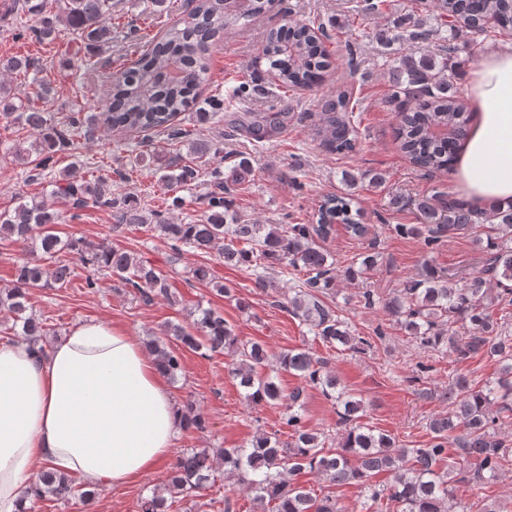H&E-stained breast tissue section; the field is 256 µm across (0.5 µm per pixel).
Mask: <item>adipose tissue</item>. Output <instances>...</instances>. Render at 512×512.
I'll return each mask as SVG.
<instances>
[{"mask_svg": "<svg viewBox=\"0 0 512 512\" xmlns=\"http://www.w3.org/2000/svg\"><path fill=\"white\" fill-rule=\"evenodd\" d=\"M470 134L454 190L472 209L512 206V49L486 50L468 72ZM184 427L157 359L138 337L78 323L42 358L0 343V512H24L41 471L122 488L165 461Z\"/></svg>", "mask_w": 512, "mask_h": 512, "instance_id": "ef3b65f1", "label": "adipose tissue"}]
</instances>
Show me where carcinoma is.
Segmentation results:
<instances>
[{
  "instance_id": "obj_1",
  "label": "carcinoma",
  "mask_w": 512,
  "mask_h": 512,
  "mask_svg": "<svg viewBox=\"0 0 512 512\" xmlns=\"http://www.w3.org/2000/svg\"><path fill=\"white\" fill-rule=\"evenodd\" d=\"M14 2L22 3L39 17L37 25L20 33L22 37L51 41L63 18L88 48L110 40L112 0ZM421 4V14L412 18L411 27L396 33L381 30L377 38L384 44L394 40L426 44L418 58H386L392 93L384 104L395 114L399 151L425 174L435 176L453 171L460 144L469 136L470 114L448 74L453 41L463 34L475 52L481 45L480 37L496 31L512 33V0H421ZM274 7L275 0H195V6L169 26L160 39L147 42V49L134 66L112 74L111 90L100 100L97 111L78 109L62 123L55 122L35 101H24L0 84V118L35 132L29 146L18 142L6 152L17 161L36 154L29 179L38 180L53 171L56 154L69 148L74 134L91 136L101 125L135 132L162 128L172 140L187 137V131L174 125V120L202 104L196 88L206 80L216 41L224 32L242 27ZM429 19L435 20L437 27H426ZM330 40L332 35L323 26L288 19L286 27L270 30L259 54L276 72L279 87L311 89L321 85L330 66L326 45ZM0 70L31 77L39 86L40 99L52 92L50 84L38 77L41 67L33 58L0 60ZM353 112L355 102L348 89L321 99L316 134L339 155L354 151L358 142ZM290 121L288 113L281 111L242 112L234 119V128L262 140L287 129ZM188 149L196 159L224 160L223 149L209 140H192ZM148 162L157 165L159 181L171 192L167 207L182 208L185 192L197 181L196 168L166 161L153 152L148 154ZM211 182L214 190L207 197L205 213L188 224H174L158 210L147 214L130 196H112L104 189L101 177L93 183H80L73 167L53 177L52 194L68 200L74 209L91 201L112 210L117 228L149 224L176 255L186 248L202 253L218 248L229 265L249 266L255 262L262 272L283 265L299 270L304 279L288 301V312L325 345L353 353L371 346L368 340L353 334L336 311L319 298L335 280L334 263L320 242L331 234L335 224L345 225L357 238L367 234L359 211L352 209L351 195L326 198L314 224H253L232 210L224 197L228 186L224 185L220 163L211 170ZM414 206L421 223L400 224L397 232L420 238L431 247L447 233L479 230V241L485 242V249L490 251L488 263L460 286L432 273L410 280L383 307L419 349L446 347L460 359L483 352L499 365L497 376L479 389L464 377L448 389V411L429 421L432 440L428 447L399 446L393 437L363 422V401L327 370L326 359L308 348L287 350L276 357V369L304 382L286 395L275 369H271L266 347L258 342L238 347L237 337L222 313L197 309L194 333L180 324L170 328V335L192 351L230 350L231 374L249 403L284 407L283 425L291 441L281 442L276 433H260L242 448L222 450L224 473L246 486L259 512H342L335 497L320 498L296 482V476L305 472H315L333 486H358L373 503L386 494L390 502L398 504V512H465L457 509L448 473L441 468L448 458V448L455 447L461 456L474 461L471 478L476 482L494 480L512 464V440L499 439L495 432L502 420L512 419V336L498 331V322L490 312L495 301L512 306V206L482 213L445 195L418 198ZM59 221L55 210L34 198L22 199L15 207L0 211V236L11 238L29 253L15 268L13 287L0 289V307L13 314L11 329L28 337L39 352H45L48 331L28 312L27 290L45 282L44 257L51 259L64 249L77 254L90 270L86 278L89 288L98 287L94 274L105 271L119 283L134 288L145 302L156 296L171 298L166 279L146 261L104 243L83 239L64 242L55 231ZM226 238L245 242L250 248L237 249L224 243ZM491 281L499 290L494 297L488 287ZM458 323L461 333L454 329ZM148 344L162 371L176 377L181 371L179 356L159 339L152 338ZM308 386L321 389L340 408L344 432L335 448L325 447V438L304 423L302 407ZM382 472L390 475L391 483L380 488L372 479ZM214 482L208 452L186 449L171 468L168 490L192 499ZM26 494L35 499L48 495L61 499L75 494V487L69 477L44 470ZM139 509L166 512V499L157 494L144 497Z\"/></svg>"
}]
</instances>
